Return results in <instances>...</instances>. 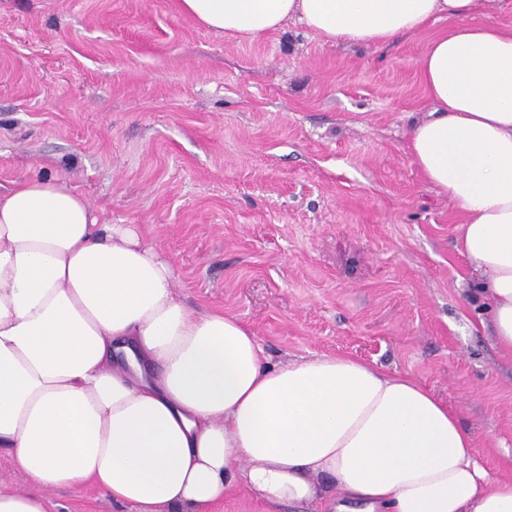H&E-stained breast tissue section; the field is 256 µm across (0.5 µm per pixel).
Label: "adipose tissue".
<instances>
[{"label":"adipose tissue","mask_w":512,"mask_h":512,"mask_svg":"<svg viewBox=\"0 0 512 512\" xmlns=\"http://www.w3.org/2000/svg\"><path fill=\"white\" fill-rule=\"evenodd\" d=\"M251 41L291 18L323 42L381 46L453 20L421 58L430 109L412 163L465 213L459 252L493 342L512 355V31L481 0H177ZM39 494L91 484L134 512H202L235 484L316 512H512V478L413 378L352 356L273 363L253 330L198 314L170 259L57 178L0 193V453ZM334 481L327 498L318 481Z\"/></svg>","instance_id":"1"}]
</instances>
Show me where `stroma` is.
Wrapping results in <instances>:
<instances>
[{"label":"stroma","instance_id":"1","mask_svg":"<svg viewBox=\"0 0 512 512\" xmlns=\"http://www.w3.org/2000/svg\"><path fill=\"white\" fill-rule=\"evenodd\" d=\"M440 20L330 45L294 20L250 42L176 0H0V192L57 176L138 224L197 312L248 324L271 362L355 356L445 401L512 478V358L458 251L462 210L415 169L407 130ZM46 512H131L91 485Z\"/></svg>","mask_w":512,"mask_h":512}]
</instances>
